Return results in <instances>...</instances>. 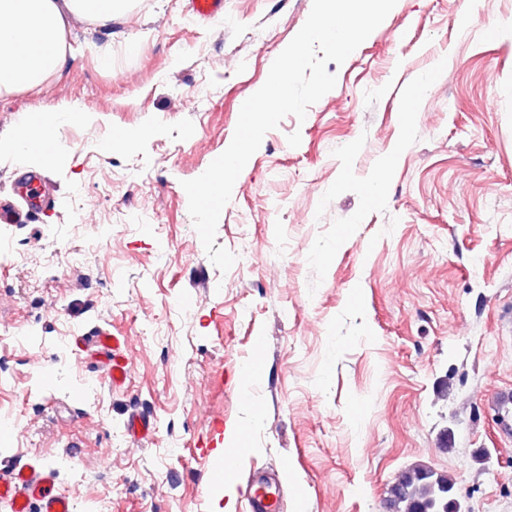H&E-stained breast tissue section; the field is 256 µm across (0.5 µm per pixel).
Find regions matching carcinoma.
Segmentation results:
<instances>
[{
  "mask_svg": "<svg viewBox=\"0 0 512 512\" xmlns=\"http://www.w3.org/2000/svg\"><path fill=\"white\" fill-rule=\"evenodd\" d=\"M388 512H460L455 481L424 466L406 470L387 489Z\"/></svg>",
  "mask_w": 512,
  "mask_h": 512,
  "instance_id": "carcinoma-1",
  "label": "carcinoma"
}]
</instances>
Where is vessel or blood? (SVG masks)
<instances>
[{
    "instance_id": "1",
    "label": "vessel or blood",
    "mask_w": 512,
    "mask_h": 512,
    "mask_svg": "<svg viewBox=\"0 0 512 512\" xmlns=\"http://www.w3.org/2000/svg\"><path fill=\"white\" fill-rule=\"evenodd\" d=\"M187 12L196 20H207L224 12V0H188ZM29 210L36 211L47 204L41 183L23 182L18 186ZM97 344L105 354V368L112 384L118 385L127 377L121 341L109 331L98 330ZM281 489L279 486L259 480L244 495L245 512H279ZM0 503L10 512H72L73 504L65 491L60 489L51 476L34 478L26 468H17L9 484L0 483Z\"/></svg>"
}]
</instances>
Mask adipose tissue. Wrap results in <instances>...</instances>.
Wrapping results in <instances>:
<instances>
[{
    "instance_id": "ef3b65f1",
    "label": "adipose tissue",
    "mask_w": 512,
    "mask_h": 512,
    "mask_svg": "<svg viewBox=\"0 0 512 512\" xmlns=\"http://www.w3.org/2000/svg\"><path fill=\"white\" fill-rule=\"evenodd\" d=\"M125 0H0V97L38 88L58 72L69 50L67 31L72 22L97 26L111 24ZM63 113L23 114L9 150L39 164L56 150L54 129L66 121Z\"/></svg>"
}]
</instances>
